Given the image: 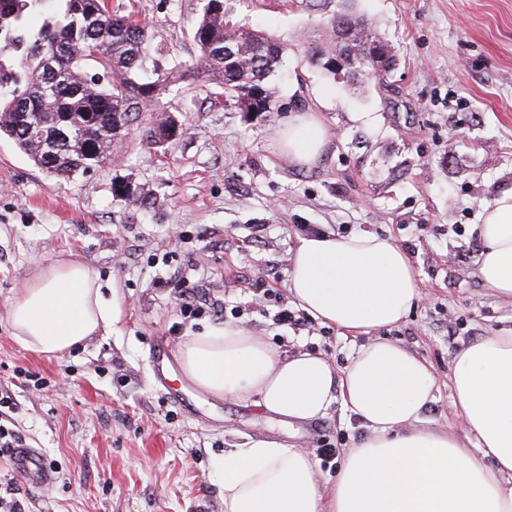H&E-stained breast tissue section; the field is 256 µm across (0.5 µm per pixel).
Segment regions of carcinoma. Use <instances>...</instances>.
<instances>
[{
    "label": "carcinoma",
    "mask_w": 512,
    "mask_h": 512,
    "mask_svg": "<svg viewBox=\"0 0 512 512\" xmlns=\"http://www.w3.org/2000/svg\"><path fill=\"white\" fill-rule=\"evenodd\" d=\"M45 0H0V137L11 139L33 163L60 178L83 174L112 156V146L140 126L145 112L181 78L175 69L154 66L144 80L149 55L146 23L106 0H62L59 14L44 12ZM193 37L197 73L238 112L276 110L272 78L288 44L250 27L225 22L227 0H202ZM366 24L340 11L328 24L327 42L316 60L328 75L336 59V32L367 59L356 75L381 79L394 65L384 42L360 37ZM179 133L168 116L144 130L146 142L163 144ZM117 197L144 203L148 194L128 183L113 185Z\"/></svg>",
    "instance_id": "carcinoma-1"
}]
</instances>
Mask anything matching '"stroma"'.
Segmentation results:
<instances>
[{"mask_svg": "<svg viewBox=\"0 0 512 512\" xmlns=\"http://www.w3.org/2000/svg\"><path fill=\"white\" fill-rule=\"evenodd\" d=\"M119 3L148 23L152 60L185 73L160 100L181 129L161 146L132 131L111 163L68 179L0 138V390L17 403L27 446L58 465L35 488L0 456V486L21 489L31 512H224L216 464L259 439L317 453L320 473L334 475L365 434L340 405L311 421H272L251 403L203 393L177 361L187 329L219 320L279 352L347 364L358 342L340 329L274 319L294 305L288 271L309 228L389 236L407 252L421 297L385 335L437 379L427 421L459 426L454 356L512 328V302L478 273L476 231L486 204L512 189V0H354L397 58L382 81L358 86L323 76L307 52L343 0H231L230 24L291 47L279 109L264 114L225 106L192 73L201 0ZM304 112L328 132L308 167L277 137ZM117 182L148 190L149 204L115 197ZM65 260L92 270L104 296L119 293L121 314L108 332L48 357L15 339L9 304ZM182 287L218 300L222 318H184Z\"/></svg>", "mask_w": 512, "mask_h": 512, "instance_id": "35a3bbf8", "label": "stroma"}]
</instances>
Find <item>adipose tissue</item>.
I'll return each mask as SVG.
<instances>
[{"label": "adipose tissue", "instance_id": "obj_1", "mask_svg": "<svg viewBox=\"0 0 512 512\" xmlns=\"http://www.w3.org/2000/svg\"><path fill=\"white\" fill-rule=\"evenodd\" d=\"M279 136L297 165L314 163L326 129L312 112ZM478 270L512 300V190L484 209ZM288 290L312 319L363 344L344 369L324 356H290L242 327L217 323L186 331L178 351L184 376L217 398L254 401L288 421L325 416L333 403L367 434L322 478L307 449L257 440L225 452L224 512H512V331L463 348L452 387L461 428L426 426L436 378L422 359L381 331L402 322L420 298L409 256L373 233L299 238ZM120 298L105 299L84 264L63 261L18 289L9 307L15 334L48 356L108 331Z\"/></svg>", "mask_w": 512, "mask_h": 512}]
</instances>
